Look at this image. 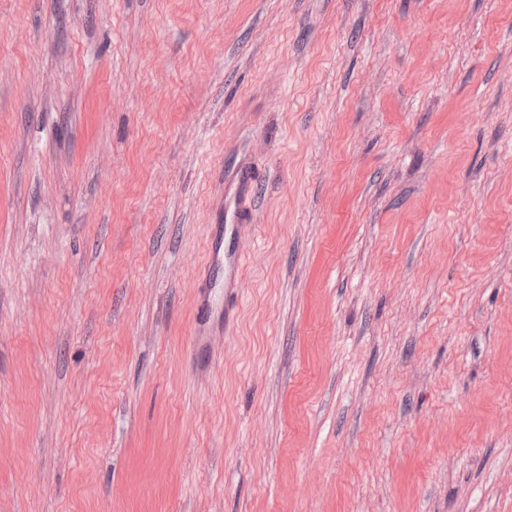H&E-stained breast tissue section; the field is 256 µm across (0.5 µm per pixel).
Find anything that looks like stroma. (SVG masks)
<instances>
[{
    "mask_svg": "<svg viewBox=\"0 0 512 512\" xmlns=\"http://www.w3.org/2000/svg\"><path fill=\"white\" fill-rule=\"evenodd\" d=\"M0 512H512V0H0ZM255 179L250 170H242L228 189L224 223L216 224L208 239L210 268H223L225 296L238 295L242 286V257L236 249L239 227L248 221L255 200Z\"/></svg>",
    "mask_w": 512,
    "mask_h": 512,
    "instance_id": "obj_1",
    "label": "stroma"
}]
</instances>
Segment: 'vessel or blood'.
Here are the masks:
<instances>
[{
  "label": "vessel or blood",
  "mask_w": 512,
  "mask_h": 512,
  "mask_svg": "<svg viewBox=\"0 0 512 512\" xmlns=\"http://www.w3.org/2000/svg\"><path fill=\"white\" fill-rule=\"evenodd\" d=\"M255 179L251 171H241L228 189L224 222L215 226L208 239V264L224 272L226 292L242 286V257L236 249L239 228L246 223L255 200Z\"/></svg>",
  "instance_id": "obj_1"
}]
</instances>
